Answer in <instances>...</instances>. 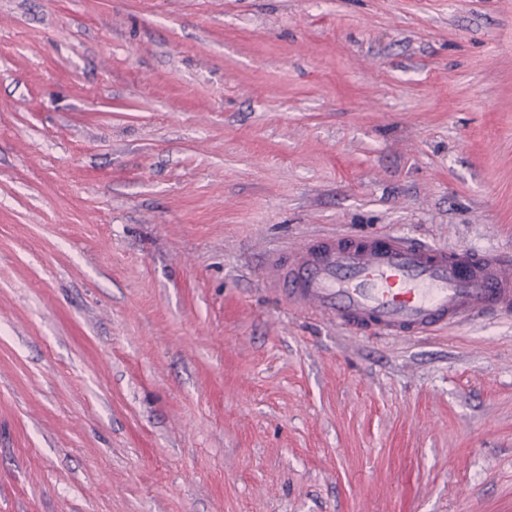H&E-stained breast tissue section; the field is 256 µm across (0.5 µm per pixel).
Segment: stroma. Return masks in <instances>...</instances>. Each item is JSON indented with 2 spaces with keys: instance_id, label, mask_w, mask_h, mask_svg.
Returning a JSON list of instances; mask_svg holds the SVG:
<instances>
[{
  "instance_id": "obj_1",
  "label": "stroma",
  "mask_w": 512,
  "mask_h": 512,
  "mask_svg": "<svg viewBox=\"0 0 512 512\" xmlns=\"http://www.w3.org/2000/svg\"><path fill=\"white\" fill-rule=\"evenodd\" d=\"M381 232L512 254V0H0V512H512V317L271 277Z\"/></svg>"
}]
</instances>
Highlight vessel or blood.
Here are the masks:
<instances>
[{"instance_id": "vessel-or-blood-1", "label": "vessel or blood", "mask_w": 512, "mask_h": 512, "mask_svg": "<svg viewBox=\"0 0 512 512\" xmlns=\"http://www.w3.org/2000/svg\"><path fill=\"white\" fill-rule=\"evenodd\" d=\"M289 298L344 326L422 336L489 313H512V264L393 234L310 241L279 259Z\"/></svg>"}]
</instances>
